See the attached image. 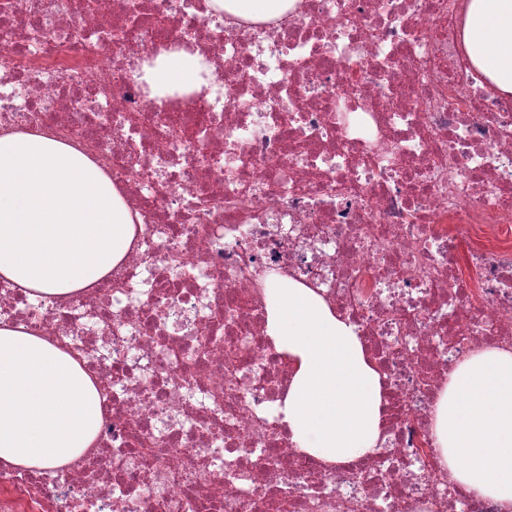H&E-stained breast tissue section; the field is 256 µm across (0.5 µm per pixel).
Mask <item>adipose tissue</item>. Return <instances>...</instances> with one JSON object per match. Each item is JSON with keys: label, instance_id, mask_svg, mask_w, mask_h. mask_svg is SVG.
Instances as JSON below:
<instances>
[{"label": "adipose tissue", "instance_id": "obj_1", "mask_svg": "<svg viewBox=\"0 0 512 512\" xmlns=\"http://www.w3.org/2000/svg\"><path fill=\"white\" fill-rule=\"evenodd\" d=\"M294 0H209L218 14L250 21L285 15ZM464 40L473 65L512 93V0H468ZM203 58L184 51L142 67L153 91L189 92ZM135 218L89 158L53 137L0 135V278L59 300L94 287L131 249ZM267 334L292 378L282 424L303 455L343 466L379 451L385 388L351 325L312 289H269ZM103 398L68 352L26 330L0 327V462L66 464L94 445ZM439 464L458 484L512 512V349L461 362L434 416Z\"/></svg>", "mask_w": 512, "mask_h": 512}]
</instances>
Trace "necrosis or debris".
I'll return each instance as SVG.
<instances>
[{
    "instance_id": "obj_1",
    "label": "necrosis or debris",
    "mask_w": 512,
    "mask_h": 512,
    "mask_svg": "<svg viewBox=\"0 0 512 512\" xmlns=\"http://www.w3.org/2000/svg\"><path fill=\"white\" fill-rule=\"evenodd\" d=\"M466 0H296L220 22L207 0H0V132L87 155L136 214L96 288L0 279V326L68 349L106 399L96 441L0 464V512H502L437 463L435 402L512 348V96L471 65ZM201 55V91L132 66ZM353 325L388 394L382 451L339 469L279 424L291 370L270 282Z\"/></svg>"
}]
</instances>
